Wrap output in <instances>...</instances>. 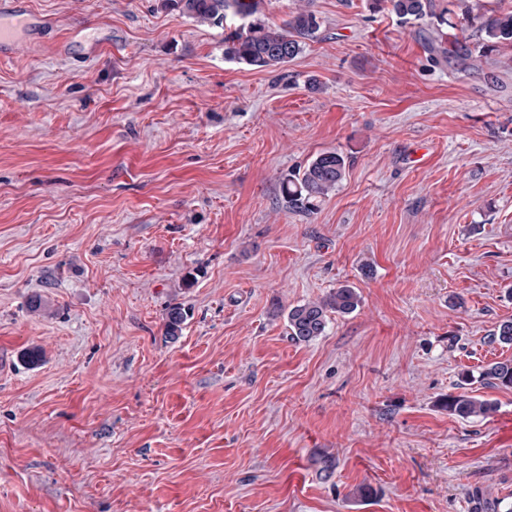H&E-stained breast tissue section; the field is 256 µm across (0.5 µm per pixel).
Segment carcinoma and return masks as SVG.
<instances>
[{"label":"carcinoma","instance_id":"1","mask_svg":"<svg viewBox=\"0 0 512 512\" xmlns=\"http://www.w3.org/2000/svg\"><path fill=\"white\" fill-rule=\"evenodd\" d=\"M389 10L402 20L436 18L448 23L446 8L436 12L435 0H384ZM260 0H162L166 8L178 9L202 23H223L230 14L243 19L258 12ZM456 6L462 14L478 23V53L496 51L503 45L512 46V10H487L473 14L474 6L467 0H457ZM320 23L316 15L308 10H295L288 15L283 25L272 27L260 19L224 36V56L230 61L255 69L280 67L292 61L301 52L305 41L316 37ZM347 161L335 150L323 151L303 169L285 177L280 192L286 207L295 212L309 214L342 182ZM361 303V295L352 285H341L325 298L309 301L292 307L287 314L288 335L298 342L308 343L324 334L328 313L350 314ZM187 320V312L180 305L169 307L166 321V336L177 340ZM491 339L512 347V320L501 322L491 333ZM479 382L486 387L512 389V360L494 362L479 375L463 372L457 388L461 392L450 394L442 402L448 415L461 420L486 418L495 410L489 399L473 396L467 387Z\"/></svg>","mask_w":512,"mask_h":512}]
</instances>
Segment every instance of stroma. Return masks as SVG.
I'll list each match as a JSON object with an SVG mask.
<instances>
[{
	"instance_id": "35a3bbf8",
	"label": "stroma",
	"mask_w": 512,
	"mask_h": 512,
	"mask_svg": "<svg viewBox=\"0 0 512 512\" xmlns=\"http://www.w3.org/2000/svg\"><path fill=\"white\" fill-rule=\"evenodd\" d=\"M29 2L100 47L0 60V512L511 505L512 389L474 386L485 419L440 402L512 360V48L439 63L458 27L262 0L321 28L260 70L162 0ZM326 150L344 180L289 212L281 179ZM345 283L358 309L293 341L289 309Z\"/></svg>"
}]
</instances>
